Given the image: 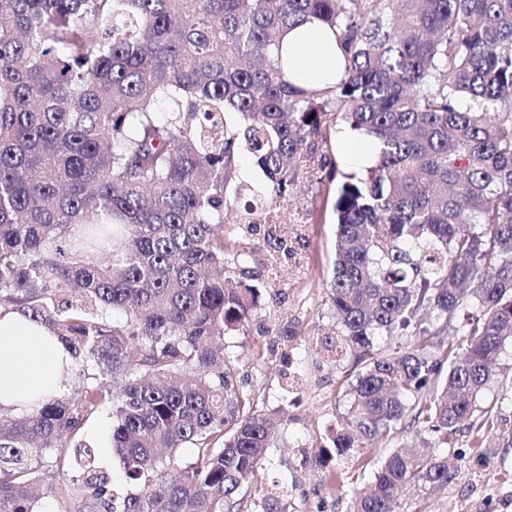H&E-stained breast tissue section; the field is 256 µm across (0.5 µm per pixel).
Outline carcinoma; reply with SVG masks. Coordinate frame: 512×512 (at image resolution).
Wrapping results in <instances>:
<instances>
[{
  "label": "carcinoma",
  "instance_id": "obj_1",
  "mask_svg": "<svg viewBox=\"0 0 512 512\" xmlns=\"http://www.w3.org/2000/svg\"><path fill=\"white\" fill-rule=\"evenodd\" d=\"M311 20L343 55L323 89L291 82L279 52ZM338 122L377 142L334 200L321 342L357 368L329 459L364 472V445L400 425L454 445L512 340V0H0V299L83 367L70 397L0 412V512H38L66 469L79 512H241L271 438L217 345L260 296L225 261V210L292 252L277 204L335 174L317 142ZM428 318L445 323L376 348ZM107 400L129 490L80 439ZM450 479L396 448L351 512ZM250 500L282 512L275 492Z\"/></svg>",
  "mask_w": 512,
  "mask_h": 512
}]
</instances>
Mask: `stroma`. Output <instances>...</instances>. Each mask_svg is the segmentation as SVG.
Returning a JSON list of instances; mask_svg holds the SVG:
<instances>
[{
  "instance_id": "stroma-1",
  "label": "stroma",
  "mask_w": 512,
  "mask_h": 512,
  "mask_svg": "<svg viewBox=\"0 0 512 512\" xmlns=\"http://www.w3.org/2000/svg\"><path fill=\"white\" fill-rule=\"evenodd\" d=\"M335 197V181L318 189L299 185L296 199L307 219L294 256H272L256 232L224 240L229 262L260 274L272 268L278 276L277 290L264 291L246 327L226 335L224 347L238 359L240 392L274 422L275 446L268 451L263 484L287 479L284 512H349L361 481L356 467L345 466L336 477L320 462L347 409L345 387L355 380L351 358L316 351L317 338L336 326L329 299ZM498 374L500 384L479 400L495 404L498 415L485 447H474L475 429L461 430L453 446L439 451L451 469L447 488H405L394 512H512L511 343L499 358Z\"/></svg>"
}]
</instances>
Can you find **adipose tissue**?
<instances>
[{
    "label": "adipose tissue",
    "instance_id": "adipose-tissue-1",
    "mask_svg": "<svg viewBox=\"0 0 512 512\" xmlns=\"http://www.w3.org/2000/svg\"><path fill=\"white\" fill-rule=\"evenodd\" d=\"M288 76L304 85L335 74L340 52L335 36L314 22L294 28L283 41ZM73 358L58 337L18 307L0 308V408L21 411L62 388Z\"/></svg>",
    "mask_w": 512,
    "mask_h": 512
}]
</instances>
